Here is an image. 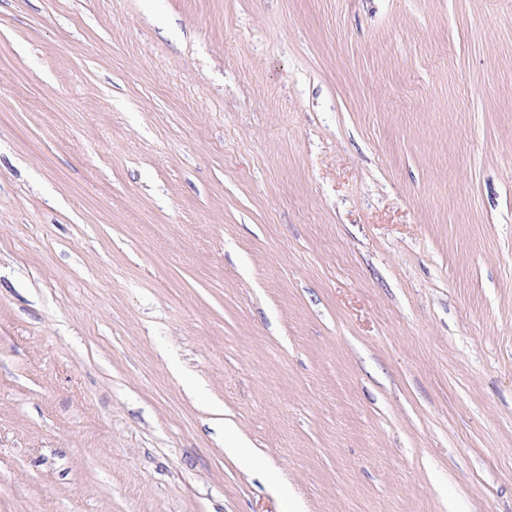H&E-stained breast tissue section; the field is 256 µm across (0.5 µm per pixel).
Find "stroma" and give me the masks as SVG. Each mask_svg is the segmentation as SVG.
<instances>
[{
  "instance_id": "obj_1",
  "label": "stroma",
  "mask_w": 512,
  "mask_h": 512,
  "mask_svg": "<svg viewBox=\"0 0 512 512\" xmlns=\"http://www.w3.org/2000/svg\"><path fill=\"white\" fill-rule=\"evenodd\" d=\"M294 504L512 512V0H0V512Z\"/></svg>"
}]
</instances>
